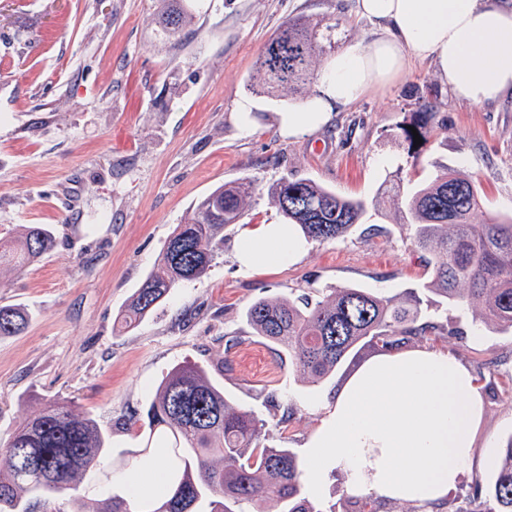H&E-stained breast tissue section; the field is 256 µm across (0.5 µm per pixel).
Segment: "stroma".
<instances>
[{"instance_id": "35a3bbf8", "label": "stroma", "mask_w": 512, "mask_h": 512, "mask_svg": "<svg viewBox=\"0 0 512 512\" xmlns=\"http://www.w3.org/2000/svg\"><path fill=\"white\" fill-rule=\"evenodd\" d=\"M194 26L165 38L154 0H0V240L20 225L48 224L56 244L22 270L0 269V304L30 316L0 337V440L65 400L112 431V451L139 447L119 420L143 412L179 364L195 363L224 388L233 411L265 420L260 445L302 454L337 385L381 354L362 343L313 382L245 319L259 296L329 295L361 286L406 300L440 325L409 349L455 353L484 396L474 459L447 502L423 508L372 500L373 512H475L512 441V334L485 324L474 305L444 307L426 290L431 268L393 202L397 178L421 182L445 165L483 190L478 219L512 214V99L456 101L426 62L408 59L394 84L331 112L327 123L283 134L277 115L301 95L267 99L245 85L267 39L286 20L336 26V49L363 48L371 25L351 0H194ZM434 129L410 157L403 136L420 101ZM251 122L242 125L239 104ZM309 177L365 201L362 224L333 241L308 242L285 268L243 272L235 254L249 224L282 217L269 188ZM256 183L237 223L224 228L207 274L176 289L135 327L117 324L177 224L211 191Z\"/></svg>"}]
</instances>
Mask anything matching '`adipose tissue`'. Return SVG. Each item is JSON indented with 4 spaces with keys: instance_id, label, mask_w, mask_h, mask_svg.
I'll return each instance as SVG.
<instances>
[{
    "instance_id": "ef3b65f1",
    "label": "adipose tissue",
    "mask_w": 512,
    "mask_h": 512,
    "mask_svg": "<svg viewBox=\"0 0 512 512\" xmlns=\"http://www.w3.org/2000/svg\"><path fill=\"white\" fill-rule=\"evenodd\" d=\"M373 27L368 47L333 58L301 110L280 113L283 131L302 133L383 89L408 57L432 61L453 95L484 104L512 96V0H355ZM244 270L284 268L306 241L293 224H255L238 236ZM483 415L480 387L466 365L442 349L393 350L360 366L337 387L304 443L303 487L321 496L335 473L359 496L425 506L444 499L471 464ZM133 498L165 493L161 462L128 468Z\"/></svg>"
}]
</instances>
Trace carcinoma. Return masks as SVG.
Instances as JSON below:
<instances>
[{
    "instance_id": "carcinoma-1",
    "label": "carcinoma",
    "mask_w": 512,
    "mask_h": 512,
    "mask_svg": "<svg viewBox=\"0 0 512 512\" xmlns=\"http://www.w3.org/2000/svg\"><path fill=\"white\" fill-rule=\"evenodd\" d=\"M157 20L165 35L177 39L195 24L187 0H157ZM336 25L292 18L263 45L247 89L273 98L282 89L303 93L316 78V61L332 49ZM255 183L243 179L221 185L204 197L192 216L176 226L155 270L133 294L121 315L130 327L141 321L172 291L195 281L212 265L227 224L235 223ZM270 195L287 224L299 226L308 241L327 242L360 223L364 202L342 197L311 178H283ZM481 193L468 177L446 166L406 199L414 244L434 258L429 291L446 304L482 303L487 324L512 331V215L471 222ZM48 224H25L14 238L0 242V267H24L54 247ZM419 300L411 306L367 288H339L329 302L299 303L290 298L258 297L245 318L257 335L286 352L291 363L318 381L328 377L362 340L370 338L392 350L410 337L435 332L438 325L421 320ZM28 313L0 305V337L21 333ZM146 427L142 446L123 453L119 469L152 457L164 460L169 491L138 505L113 489L97 512H249L262 498L282 504L281 512H318L304 496L301 463L288 448L258 443L265 423L251 411L230 412L224 388L198 365L172 369L158 386L142 416L126 420ZM111 433L96 420L56 401L29 422L12 430L0 451L9 460L0 470V512H33L43 498H67L71 512H85L73 480L102 469L111 449ZM230 459L227 468L216 459ZM494 506L473 512H512V443L489 489Z\"/></svg>"
}]
</instances>
